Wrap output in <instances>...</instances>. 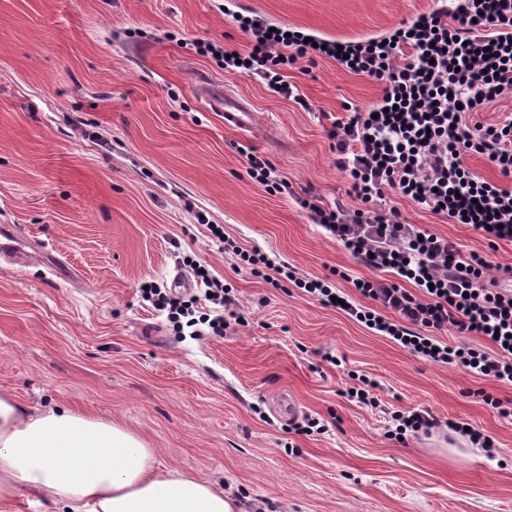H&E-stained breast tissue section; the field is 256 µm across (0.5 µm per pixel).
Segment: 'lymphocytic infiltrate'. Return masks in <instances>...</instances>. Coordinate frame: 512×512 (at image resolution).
Listing matches in <instances>:
<instances>
[{
	"label": "lymphocytic infiltrate",
	"mask_w": 512,
	"mask_h": 512,
	"mask_svg": "<svg viewBox=\"0 0 512 512\" xmlns=\"http://www.w3.org/2000/svg\"><path fill=\"white\" fill-rule=\"evenodd\" d=\"M249 38L247 50L232 58L214 43L196 50L221 62L225 72L257 76L269 88L283 85L282 71L298 59L323 57L380 83L383 95L371 112L337 122L336 166L352 182L371 215L348 216L338 207L310 204L313 220L358 262L375 271L355 290L371 306L345 302L341 310L374 333L441 365L512 387V289L486 284L491 261L463 254L456 243L417 224L400 222L385 210L386 190L427 207L453 224H466L489 248L512 243V190L484 179L463 162L486 158L502 175L512 174V113L489 125L470 123L474 112L512 99V0H438L435 8L401 23L385 37L306 43L301 31L271 28L259 14L237 15ZM224 251L234 253L253 275L267 270L328 306L338 293L330 280L302 279L294 270L245 252L212 226ZM194 277L205 294L177 296L157 286L145 301L164 313L175 333L224 336L242 316L228 318L232 288L200 264ZM390 281H383V274ZM459 336L456 344L441 332ZM480 344H470V337Z\"/></svg>",
	"instance_id": "obj_1"
}]
</instances>
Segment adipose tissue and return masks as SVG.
I'll return each instance as SVG.
<instances>
[{
  "label": "adipose tissue",
  "mask_w": 512,
  "mask_h": 512,
  "mask_svg": "<svg viewBox=\"0 0 512 512\" xmlns=\"http://www.w3.org/2000/svg\"><path fill=\"white\" fill-rule=\"evenodd\" d=\"M22 488L60 512H244L210 479L160 467L150 443L118 424L1 391L0 512Z\"/></svg>",
  "instance_id": "ef3b65f1"
}]
</instances>
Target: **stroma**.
Returning a JSON list of instances; mask_svg holds the SVG:
<instances>
[{"label": "stroma", "mask_w": 512, "mask_h": 512, "mask_svg": "<svg viewBox=\"0 0 512 512\" xmlns=\"http://www.w3.org/2000/svg\"><path fill=\"white\" fill-rule=\"evenodd\" d=\"M433 0H0V224L72 266L0 262V391L31 408L62 404L147 439L161 466L209 478L246 512H512V417L480 392L512 388L431 363L325 307L292 284L253 277L208 230L301 277L335 276L355 295L372 277L301 205L360 208L329 132L347 107L365 112L378 83L327 58L285 71L291 95L225 73L198 42L244 50L233 14L319 38L389 33ZM249 99L253 131L226 129L202 82ZM255 149L288 181L268 190L246 173ZM387 207L488 255L512 282V244L394 191ZM232 286L245 323L223 337L172 332L140 287L199 291L185 257ZM335 356L322 361L321 352ZM380 386V408L349 401V371ZM428 409L438 428L401 444L391 412ZM324 419L326 433H290ZM495 440L494 458L445 452L448 421Z\"/></svg>", "instance_id": "1"}]
</instances>
